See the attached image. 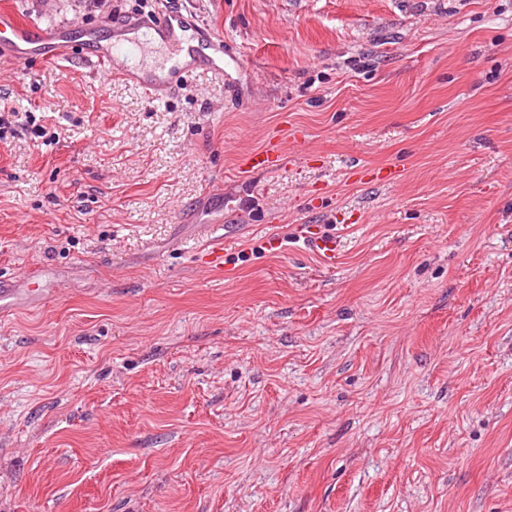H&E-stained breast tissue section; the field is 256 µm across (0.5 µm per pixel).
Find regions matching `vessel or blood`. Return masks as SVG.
<instances>
[{
    "label": "vessel or blood",
    "mask_w": 512,
    "mask_h": 512,
    "mask_svg": "<svg viewBox=\"0 0 512 512\" xmlns=\"http://www.w3.org/2000/svg\"><path fill=\"white\" fill-rule=\"evenodd\" d=\"M185 23L186 19L181 12L171 10L135 19L132 22L135 37L114 41L109 47H94L86 54L85 59L100 67L103 79L116 77L133 81L140 85L148 98L163 99L168 91L167 85L141 73L136 61L137 52L148 42L177 39ZM198 33V44L188 49V59L182 65L183 70L189 71L205 66L215 74H223V65L208 54L212 38L210 30L202 27ZM0 50L22 62L31 58L47 62L68 56L70 45L65 31H43L12 12L1 9ZM117 53L123 54L128 61L126 68L119 72L112 68V57ZM284 160L285 151L282 143L271 141L264 147L242 155L238 167L242 173L255 174L277 168ZM306 246L324 265H335L339 253V242L336 237L313 235L307 238Z\"/></svg>",
    "instance_id": "obj_1"
}]
</instances>
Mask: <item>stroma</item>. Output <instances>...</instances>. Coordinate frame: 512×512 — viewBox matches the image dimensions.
<instances>
[{"mask_svg": "<svg viewBox=\"0 0 512 512\" xmlns=\"http://www.w3.org/2000/svg\"><path fill=\"white\" fill-rule=\"evenodd\" d=\"M6 2L0 512H512V0ZM165 9L223 75L100 83ZM1 49L22 62L30 58L54 61L71 54L65 30L45 32L4 9L0 10ZM185 23L186 19L181 12L171 10L135 19L129 23L136 32L134 38L116 40L110 47L93 46L94 49L90 50L84 59L100 67L104 80L119 78L134 81L140 85L148 98L161 100L170 86L140 72L136 61L137 52L145 43L156 40L173 39L180 45L178 31H183ZM115 53L123 54L128 61L126 68L119 72L112 70V56ZM284 160L285 151L282 143L270 141L264 147L242 155L238 167L244 174H255L277 168ZM307 249L325 266L336 265L339 253V241L336 236L313 235L305 239Z\"/></svg>", "mask_w": 512, "mask_h": 512, "instance_id": "stroma-1", "label": "stroma"}]
</instances>
